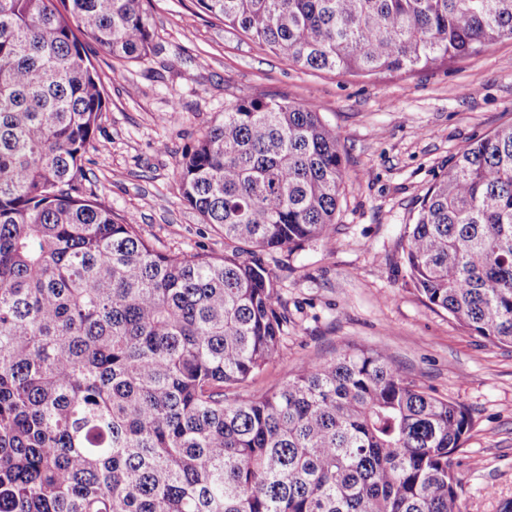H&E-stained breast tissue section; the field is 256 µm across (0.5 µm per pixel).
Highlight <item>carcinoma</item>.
<instances>
[{"label":"carcinoma","mask_w":512,"mask_h":512,"mask_svg":"<svg viewBox=\"0 0 512 512\" xmlns=\"http://www.w3.org/2000/svg\"><path fill=\"white\" fill-rule=\"evenodd\" d=\"M302 68L426 69L512 39V0H196ZM142 0H0V512H459L468 409L388 354L277 356L268 257L336 231L344 170L321 107L238 97L179 162L224 256L155 248L83 192L104 99L86 40L155 49ZM405 262L430 305L512 345V124L422 197Z\"/></svg>","instance_id":"carcinoma-1"}]
</instances>
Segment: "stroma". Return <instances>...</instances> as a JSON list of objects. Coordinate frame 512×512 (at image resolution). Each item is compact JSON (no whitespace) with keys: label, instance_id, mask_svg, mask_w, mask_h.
<instances>
[{"label":"stroma","instance_id":"obj_1","mask_svg":"<svg viewBox=\"0 0 512 512\" xmlns=\"http://www.w3.org/2000/svg\"><path fill=\"white\" fill-rule=\"evenodd\" d=\"M143 4L156 44L146 58L126 62L87 45L105 107L86 186L157 248L223 256V236L179 194V161L235 98L319 103L345 168L337 230L275 266L288 336L241 394L273 391L309 360L384 351L409 379L469 410L473 427L455 456L460 509L502 512L512 501V346L474 336L432 307L409 277L404 247L420 199L454 157L512 124V41L365 77L288 64L196 0Z\"/></svg>","mask_w":512,"mask_h":512}]
</instances>
